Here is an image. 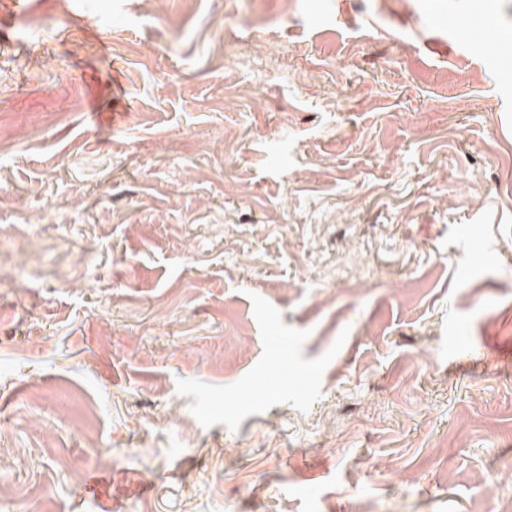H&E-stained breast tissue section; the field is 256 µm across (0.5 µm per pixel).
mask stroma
Wrapping results in <instances>:
<instances>
[{"instance_id":"stroma-1","label":"stroma","mask_w":512,"mask_h":512,"mask_svg":"<svg viewBox=\"0 0 512 512\" xmlns=\"http://www.w3.org/2000/svg\"><path fill=\"white\" fill-rule=\"evenodd\" d=\"M0 0V512H512V0Z\"/></svg>"}]
</instances>
